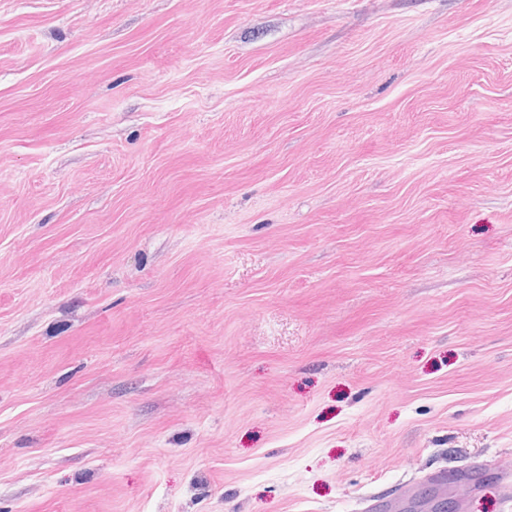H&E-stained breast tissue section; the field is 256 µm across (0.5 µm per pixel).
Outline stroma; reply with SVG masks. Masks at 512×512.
Masks as SVG:
<instances>
[{"mask_svg":"<svg viewBox=\"0 0 512 512\" xmlns=\"http://www.w3.org/2000/svg\"><path fill=\"white\" fill-rule=\"evenodd\" d=\"M512 512V0H0V512Z\"/></svg>","mask_w":512,"mask_h":512,"instance_id":"1","label":"stroma"}]
</instances>
